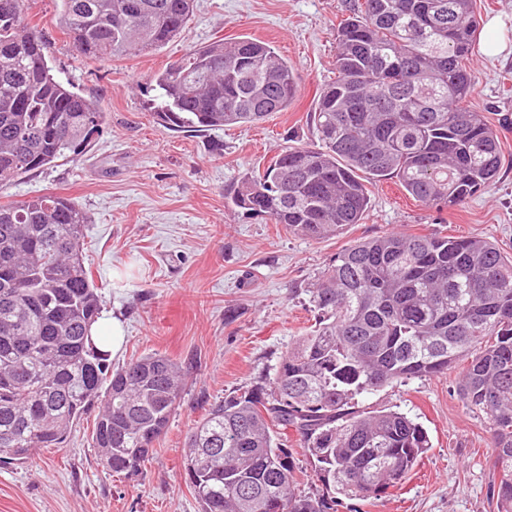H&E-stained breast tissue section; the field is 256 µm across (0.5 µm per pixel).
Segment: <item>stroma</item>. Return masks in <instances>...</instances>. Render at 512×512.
I'll return each mask as SVG.
<instances>
[{
	"instance_id": "obj_1",
	"label": "stroma",
	"mask_w": 512,
	"mask_h": 512,
	"mask_svg": "<svg viewBox=\"0 0 512 512\" xmlns=\"http://www.w3.org/2000/svg\"><path fill=\"white\" fill-rule=\"evenodd\" d=\"M356 3L197 0L180 37L160 50L98 61L73 52L52 24L54 0H27V21L48 41L54 75L97 99L107 124L78 157L1 185L0 204L57 193L86 211L85 265L104 313L125 325L114 364L160 353L189 372L168 428L138 474L101 465L89 414L65 447L0 464V512H200L183 478L188 430L210 404L272 377L295 336L314 325L309 290L338 251L397 230L486 237L512 254V56H472L474 105L500 125L504 159L496 181L464 206L426 207L388 179L368 184L362 223L318 240L233 207L242 172L285 147L314 144L310 116L321 88L337 77L336 30ZM241 37L270 44L292 66L299 95L287 111L210 131L153 119L150 75L192 46ZM456 377L451 371L360 395L365 406L421 423L432 448L390 495L365 503L346 498L338 512H496L486 417L463 407Z\"/></svg>"
}]
</instances>
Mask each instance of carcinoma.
I'll return each instance as SVG.
<instances>
[{
    "label": "carcinoma",
    "mask_w": 512,
    "mask_h": 512,
    "mask_svg": "<svg viewBox=\"0 0 512 512\" xmlns=\"http://www.w3.org/2000/svg\"><path fill=\"white\" fill-rule=\"evenodd\" d=\"M26 0H0V183L79 155L103 129L99 103L52 73ZM196 0H58L52 22L84 57L156 51ZM473 0H360L337 31L338 78L319 94L318 145L285 149L237 180L232 204L309 239L358 224L364 181L395 178L439 211L465 204L502 166L496 130L472 106L465 63ZM155 115L204 128L256 123L297 98L294 71L250 38L195 46L155 72ZM87 213L54 193L0 205V460L60 448L95 405L92 445L113 473L153 455L186 372L153 353L114 367L88 339L101 295L85 266ZM318 321L274 368L271 390L227 395L186 437L184 481L200 512H337V495L378 500L430 449L406 414L357 396L462 366L458 397L484 413L512 512V256L481 237L388 232L329 260L310 290ZM320 490L294 492V452Z\"/></svg>",
    "instance_id": "cac0c4a2"
}]
</instances>
